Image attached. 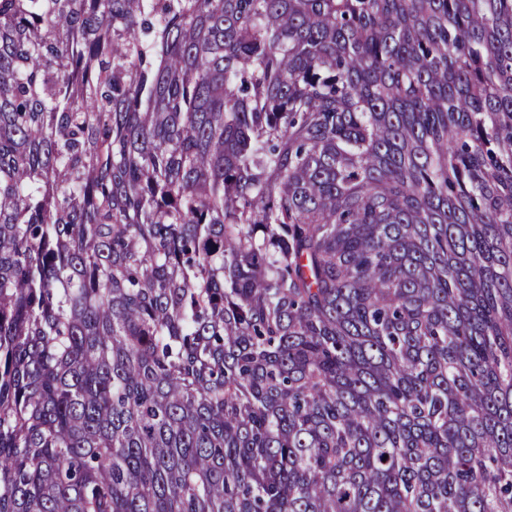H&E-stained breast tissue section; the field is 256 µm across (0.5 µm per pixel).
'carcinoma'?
I'll list each match as a JSON object with an SVG mask.
<instances>
[{"mask_svg":"<svg viewBox=\"0 0 512 512\" xmlns=\"http://www.w3.org/2000/svg\"><path fill=\"white\" fill-rule=\"evenodd\" d=\"M0 512H512V0H0Z\"/></svg>","mask_w":512,"mask_h":512,"instance_id":"cac0c4a2","label":"carcinoma"}]
</instances>
